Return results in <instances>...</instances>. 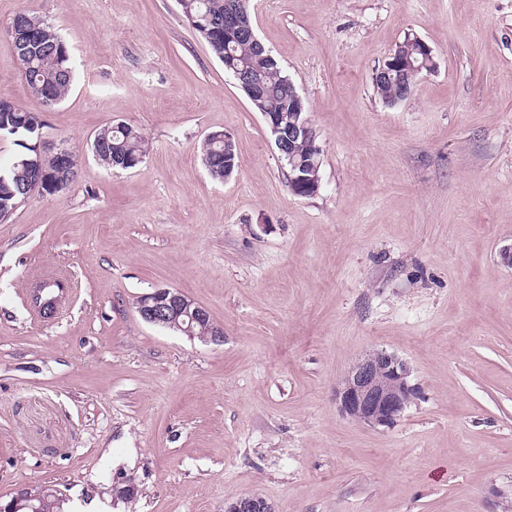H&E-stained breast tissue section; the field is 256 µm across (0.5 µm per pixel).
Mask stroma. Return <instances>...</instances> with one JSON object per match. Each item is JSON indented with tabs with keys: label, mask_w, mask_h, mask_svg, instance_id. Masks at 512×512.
<instances>
[{
	"label": "stroma",
	"mask_w": 512,
	"mask_h": 512,
	"mask_svg": "<svg viewBox=\"0 0 512 512\" xmlns=\"http://www.w3.org/2000/svg\"><path fill=\"white\" fill-rule=\"evenodd\" d=\"M30 8L74 82L46 107L8 28ZM304 98L320 189L294 195L262 117L177 0H0V99L41 113L77 176L0 221V501L56 490L65 512H502L512 498V0H252ZM436 68L389 106L373 74L405 36ZM143 133L142 164L91 153ZM235 142L208 174L200 146ZM68 288L52 317L28 302ZM179 290L224 329L146 323ZM418 394L390 428L340 412L373 350ZM92 151L104 165L110 168L133 169L146 156V142L141 132L130 124L105 127L95 136ZM133 164L127 165V162ZM125 163V167L121 164ZM224 135L221 131L211 133L202 145L204 163L211 177L216 180H223L225 170L232 167L233 172L236 166L234 141L232 138L224 141Z\"/></svg>",
	"instance_id": "1"
}]
</instances>
